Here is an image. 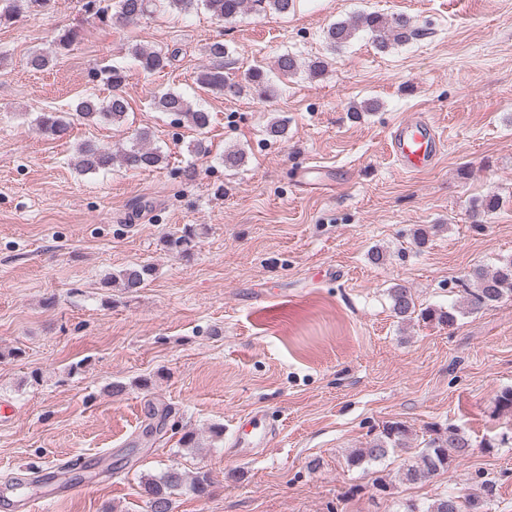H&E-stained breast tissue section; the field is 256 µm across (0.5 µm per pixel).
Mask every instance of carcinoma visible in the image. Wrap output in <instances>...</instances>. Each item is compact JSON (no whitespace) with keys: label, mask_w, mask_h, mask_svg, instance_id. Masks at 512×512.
<instances>
[{"label":"carcinoma","mask_w":512,"mask_h":512,"mask_svg":"<svg viewBox=\"0 0 512 512\" xmlns=\"http://www.w3.org/2000/svg\"><path fill=\"white\" fill-rule=\"evenodd\" d=\"M51 0H0V23L8 22L24 13L36 11L49 5ZM157 0H85V12L93 15L103 25L112 24L113 15L134 22L147 14L155 6ZM165 7L173 12L189 14L202 7L219 21L233 19L247 11L257 13L273 12L286 14L294 9L295 0H162ZM364 31L373 39L380 50L392 45L409 42L419 36L404 16L392 18L378 13H365L351 20L331 24L325 33V39L331 49L349 43L357 32ZM79 32L68 29L61 32L53 41L51 50L34 53L30 59L31 67L42 70L59 55H65L78 42ZM139 68L145 73L164 69L172 59L177 57L176 51L148 49L138 45L130 47ZM205 54L210 64L205 66L199 76V83L211 90L226 95L239 96L250 90L261 97H269L272 85L267 72L259 67L250 69L245 83L232 82L224 77V57L228 56V48L224 43L215 41L207 45ZM301 63L297 57L288 52L279 55L275 61L277 72L287 77L297 73ZM103 80L111 87L112 94L106 100L93 96L82 99L74 109V116L90 122H104L121 127L126 122L128 101L124 96L127 79L126 71L121 66H111L101 70ZM153 106L160 112L174 116L177 123L184 122L197 134L202 135L210 126L211 115L198 108L182 93L166 91L154 96ZM38 130L49 138L64 137L70 127L63 116L55 112H45L38 119ZM151 132L140 129L133 135L130 145L114 152L109 147L92 139L81 141L76 147L77 164L84 173H98L109 170L114 164L130 170H151L160 166L164 156L149 146ZM500 198L491 196L474 202L471 207L474 223L499 207ZM166 248L172 253L190 258L194 253L195 234L186 229L179 236L165 240ZM153 267L148 264H134L117 276L103 279L107 287L118 285L122 291L133 293L143 287L152 276ZM392 311L401 320L412 319L418 314L424 321L436 322L451 327L457 321L459 310L455 306L448 309L427 308L416 311V304L410 288L396 284L389 290ZM512 296V256L499 260L496 268L488 270L478 265L473 267L463 280V307L469 311L480 310L493 306L507 297ZM412 434L410 427L402 421H386L379 433L365 448H355L348 457V464L358 467L364 463H377L389 452L409 449ZM473 447L471 440L458 427L450 425L446 428L432 427L429 438L423 448L415 453L412 461L403 464L399 479L408 483L428 480L442 472L450 470L454 462L469 454ZM148 512H173L174 496L182 489L197 497H205L210 493L211 479L205 472H198L192 479L185 478L176 467H170L158 475H145L141 480ZM497 485L491 480L481 483L479 490L466 494H449L428 505L419 506L411 503L406 505L404 512H487V507L496 497Z\"/></svg>","instance_id":"1"}]
</instances>
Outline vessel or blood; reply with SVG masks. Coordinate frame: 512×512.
<instances>
[{
  "label": "vessel or blood",
  "mask_w": 512,
  "mask_h": 512,
  "mask_svg": "<svg viewBox=\"0 0 512 512\" xmlns=\"http://www.w3.org/2000/svg\"><path fill=\"white\" fill-rule=\"evenodd\" d=\"M391 147L404 171L416 172L435 164L443 144L426 115L413 112L395 125Z\"/></svg>",
  "instance_id": "1"
}]
</instances>
